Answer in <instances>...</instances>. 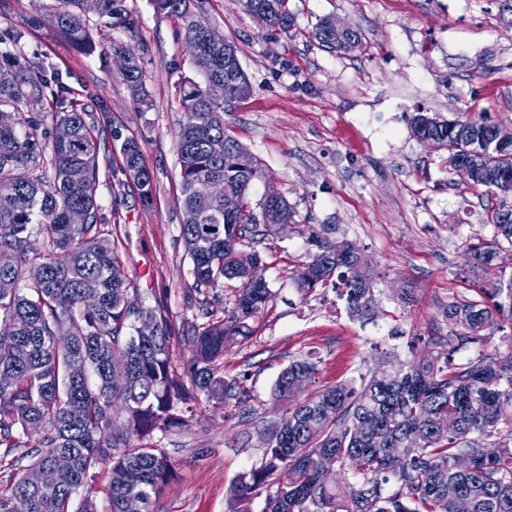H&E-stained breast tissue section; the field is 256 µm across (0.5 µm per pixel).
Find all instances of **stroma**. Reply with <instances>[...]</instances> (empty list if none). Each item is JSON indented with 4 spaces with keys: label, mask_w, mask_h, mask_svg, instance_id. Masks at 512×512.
Wrapping results in <instances>:
<instances>
[{
    "label": "stroma",
    "mask_w": 512,
    "mask_h": 512,
    "mask_svg": "<svg viewBox=\"0 0 512 512\" xmlns=\"http://www.w3.org/2000/svg\"><path fill=\"white\" fill-rule=\"evenodd\" d=\"M57 0H0V31L25 30L20 51L41 61L47 79L62 77L91 103L90 124L107 136L99 152L96 199L100 231L116 250L131 293L164 304L172 326V365L187 355L183 338L223 318L238 284L208 300L193 289L180 234L177 135L186 115L178 86L192 75L173 18L151 0H125L136 34L90 18L96 49L76 51L52 21ZM296 24L261 29L244 0H206L210 25L239 48L251 95L227 121L294 215L257 244L272 298L224 350V375L244 379L253 416L235 401L187 404L185 426L155 434L176 474L158 512H228L229 491L262 455L264 428L285 414L273 386L288 364L319 362L327 387L382 367L387 355L413 359L412 337L444 336L439 314L453 296L480 297L497 267L458 276L463 253L491 239V198L448 166V152L420 142L410 119L418 110L446 120L463 116L512 128V13L498 0H289ZM326 17L360 31L362 45L329 51L313 36ZM144 53L151 104H134L113 60L114 47ZM135 138L153 181L140 201L123 172L114 138ZM329 228L368 261L379 302L370 319L351 317L334 288L298 290L292 272L312 246L308 228Z\"/></svg>",
    "instance_id": "obj_1"
}]
</instances>
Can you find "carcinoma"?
<instances>
[{
    "mask_svg": "<svg viewBox=\"0 0 512 512\" xmlns=\"http://www.w3.org/2000/svg\"><path fill=\"white\" fill-rule=\"evenodd\" d=\"M254 19L266 30L288 31L294 17L288 0H258ZM157 14L175 17L188 48L195 76L184 81L181 105L193 120L181 125V237L188 249L196 291L204 297L239 282L224 319L186 336L184 373L173 369L168 318L159 306H146L129 293L112 241L98 228L95 185L100 143L86 121L87 106L68 101L70 88L60 79L46 81L43 67L20 54L22 29L0 37V324L10 332L0 345V512L25 498L30 512H99L85 495L73 500L99 464L109 466L108 512H124L136 496L152 512L172 474L154 434L184 422L176 408L198 392L220 403H246L242 382L224 377L221 360L233 336L244 335L247 320L271 297L266 283L253 284L251 269L259 254L247 241L275 231L272 213L256 222L250 190L267 178L255 157L226 127L224 116L251 94L237 57L224 58V36L205 19L202 0H152ZM135 33L124 0H59L54 13L58 32L78 50L91 51L86 17ZM319 44L338 51L361 45L355 29L336 32L332 20L315 27ZM143 57L135 55L122 78L138 105H149L142 81ZM225 86L227 100L208 94ZM49 113L53 129L65 127L69 139L47 145L35 130ZM31 132L22 134V114ZM469 137L460 140L455 123L422 124L448 150V165L475 162L477 179L495 199L492 239L469 247L473 268L512 253V151L494 150L488 140L495 125L465 119ZM120 154L126 174L141 197L152 195L151 175L143 165L140 143L125 139ZM84 179L72 178L74 169ZM220 182L239 198L233 212L224 197L207 191ZM82 210L86 222L73 224ZM45 237L44 252L31 248L33 233ZM316 250L294 271L297 288L309 292L330 284L345 298L350 314L369 315L376 288L364 257L347 240L310 230ZM154 320L157 332L143 336L137 322ZM448 338L427 346L413 359L390 363L310 392L318 365L301 359L280 373L273 390L288 404L287 420L271 423L259 466L242 474L230 491L231 512H249L251 500L265 494L262 512H458L465 499L470 512H512V274L500 276L481 299L452 297L442 308ZM83 334L60 346L57 337L75 325ZM502 344L489 348L496 333ZM473 347L462 363L454 354ZM138 444L130 445L131 438ZM328 456L340 469L326 484L318 460ZM28 460L39 470L38 486L13 478L12 469Z\"/></svg>",
    "mask_w": 512,
    "mask_h": 512,
    "instance_id": "carcinoma-1",
    "label": "carcinoma"
}]
</instances>
